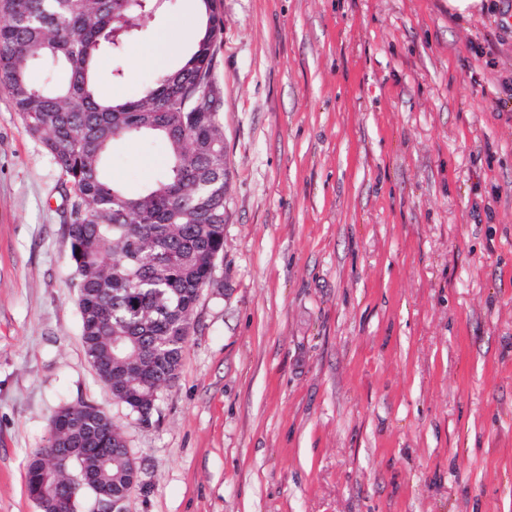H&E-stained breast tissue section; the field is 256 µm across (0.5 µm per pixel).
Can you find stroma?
I'll return each instance as SVG.
<instances>
[{
    "label": "stroma",
    "mask_w": 512,
    "mask_h": 512,
    "mask_svg": "<svg viewBox=\"0 0 512 512\" xmlns=\"http://www.w3.org/2000/svg\"><path fill=\"white\" fill-rule=\"evenodd\" d=\"M224 257L151 426L80 341L59 173L0 92V512L57 409L107 412L129 512H512V0H218ZM168 0L96 82L137 97ZM122 78H113L115 69ZM126 193L163 169L119 139Z\"/></svg>",
    "instance_id": "stroma-1"
}]
</instances>
